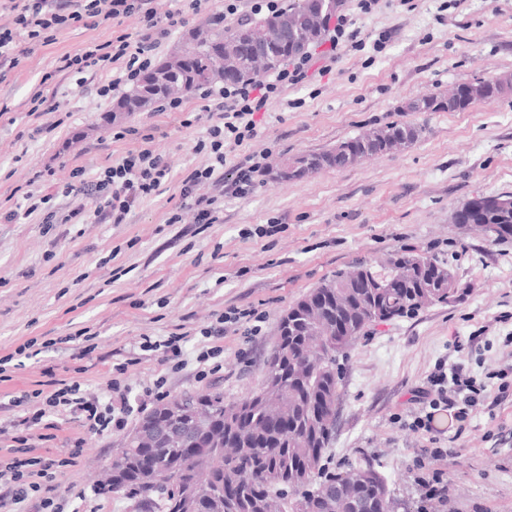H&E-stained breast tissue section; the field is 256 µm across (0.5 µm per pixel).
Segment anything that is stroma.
Instances as JSON below:
<instances>
[{"mask_svg":"<svg viewBox=\"0 0 512 512\" xmlns=\"http://www.w3.org/2000/svg\"><path fill=\"white\" fill-rule=\"evenodd\" d=\"M363 45L342 52L332 71L271 97L255 116L258 135L227 150L234 166L267 154L253 189L232 182L198 186L217 196L220 212L201 224L181 196L183 181L205 162L195 144L204 138L215 103L190 94L181 112H120L107 121L111 100L98 94L108 76L81 81L57 71V59L86 44L119 35L137 39L139 14L73 25L54 42L36 46L0 83V462L10 457L23 392L49 391L60 381L101 391L115 365L125 368L132 402L158 377L171 396L211 388L225 401L254 390L288 307L336 271L373 263L403 247L447 260L465 294L448 306H430L369 330L343 364V402L331 450L340 468L370 461L385 477L394 512H424L417 473L419 449L452 448L451 495L445 512H512V239L492 240L453 223L463 202L512 194V0H377L358 13L344 0ZM247 0L225 15L224 0H203L182 29L155 52L163 60L186 30L224 15L232 27L249 15ZM479 80L504 82L496 97L455 112H412L425 94L447 93ZM44 111L30 113L36 92ZM392 122L423 129L413 145L345 168H325L283 182L273 176L286 160ZM134 127L139 138L117 139ZM152 150L170 174L159 192L141 200L125 223L94 218L93 195L63 196L72 171L92 180L128 151ZM43 172L33 181L35 172ZM50 196L60 214L81 207L84 224H47L42 212L22 216L29 196ZM16 211L17 219L2 216ZM179 223H169L172 211ZM255 309L264 319L226 324L220 341L203 331L229 307ZM185 338V365L171 371L161 352H144L142 337ZM223 367L196 377V357L213 344ZM463 365L484 385L487 399L464 428L436 440L411 431L423 409L412 400L428 376ZM34 430L36 454L68 457L84 440L76 464L53 472V497L64 512H143L135 500L100 484L123 436L84 430L70 415Z\"/></svg>","mask_w":512,"mask_h":512,"instance_id":"35a3bbf8","label":"stroma"}]
</instances>
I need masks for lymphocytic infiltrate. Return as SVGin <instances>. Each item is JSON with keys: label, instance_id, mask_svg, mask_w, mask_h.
Instances as JSON below:
<instances>
[{"label": "lymphocytic infiltrate", "instance_id": "lymphocytic-infiltrate-1", "mask_svg": "<svg viewBox=\"0 0 512 512\" xmlns=\"http://www.w3.org/2000/svg\"><path fill=\"white\" fill-rule=\"evenodd\" d=\"M8 2L15 14V26L0 30V82L5 81L8 70L19 64L15 50L20 41L46 45L54 41L57 32L72 24L93 28L104 21L140 12L142 29L137 45H130L127 36L123 35L109 44H90L58 59V71L75 75L96 73L112 64H119L116 75L99 89L100 96L105 98L119 93L128 84L138 82L144 73L150 71L154 66V53L161 42L183 25L186 12L198 11L202 4V0H183L181 9L161 18L150 8V0ZM311 67L312 57L304 53L285 62L272 79L228 82L216 90L201 88L202 98L215 100L219 115L217 123L209 126L206 137L195 145L196 152L205 154V164L193 170L183 183L182 198L195 208L199 223H215L218 206L216 197L196 194V187L207 182L220 185L229 176L237 194L249 193L257 172L263 166L260 156H249L230 168L226 165L224 149L253 138L256 134L254 114L262 111L269 98L278 95L283 88L307 81ZM168 173L166 164L149 149L127 152L116 165L106 168L89 188L96 198V216L116 224L124 223L138 201L159 190ZM123 372V367H116L114 376L106 384L105 393L100 395L87 393L77 382L61 383L48 393L38 390L31 395L23 394L15 399L14 404L24 407L25 413L11 421L10 426L29 432L46 426L48 418L55 412L64 411L78 418L88 432L109 434L123 431L135 409H147L148 405L162 402L169 395L166 380L160 377L147 389L146 401L140 402L139 406H131L129 389L120 379ZM434 383L435 390L422 388L413 393L414 400L429 404L431 411L412 424V431L436 433L434 412L439 408L449 410L455 421H464L484 392L483 386L460 366L453 368L450 375H438ZM456 456V451L449 448H426L415 459L416 468L428 472L420 486L431 512H442L448 503L445 468ZM57 466L56 460L38 456L15 458L7 463L4 472L17 486L16 501L24 500L26 490H40L42 480L49 478Z\"/></svg>", "mask_w": 512, "mask_h": 512}]
</instances>
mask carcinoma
<instances>
[{"label":"carcinoma","mask_w":512,"mask_h":512,"mask_svg":"<svg viewBox=\"0 0 512 512\" xmlns=\"http://www.w3.org/2000/svg\"><path fill=\"white\" fill-rule=\"evenodd\" d=\"M319 0H295L274 16L247 17L216 31L185 35L183 49L157 64L112 107L144 112L216 81L242 82L276 69L292 54L276 39L290 18L310 22ZM274 38L264 62L245 63L255 36ZM422 128L393 122L341 141L319 154L284 163L276 179L304 178L407 147ZM458 224H495L512 237V204L477 197L457 207ZM363 279L368 288L356 287ZM451 305L464 292L448 263L416 248L390 254L380 268L360 263L339 271L292 304L261 385L239 401L209 390L173 397L145 415L111 462L109 488L139 500L148 512H387V481L372 465L326 467L340 404L339 359L372 326L415 313V295Z\"/></svg>","instance_id":"carcinoma-1"}]
</instances>
